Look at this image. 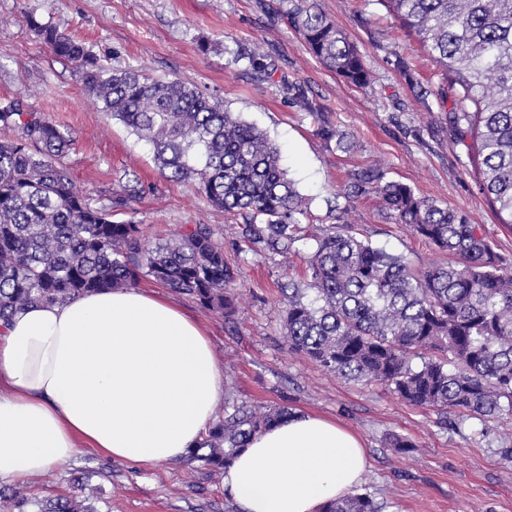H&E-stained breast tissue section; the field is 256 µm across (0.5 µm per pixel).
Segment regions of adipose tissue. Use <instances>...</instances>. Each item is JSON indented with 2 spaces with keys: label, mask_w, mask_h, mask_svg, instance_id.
<instances>
[{
  "label": "adipose tissue",
  "mask_w": 512,
  "mask_h": 512,
  "mask_svg": "<svg viewBox=\"0 0 512 512\" xmlns=\"http://www.w3.org/2000/svg\"><path fill=\"white\" fill-rule=\"evenodd\" d=\"M224 400L203 326L138 286L28 306L0 330V483L69 463L80 447L151 468L183 459ZM369 467L359 436L296 413L224 473L242 512H319Z\"/></svg>",
  "instance_id": "ef3b65f1"
}]
</instances>
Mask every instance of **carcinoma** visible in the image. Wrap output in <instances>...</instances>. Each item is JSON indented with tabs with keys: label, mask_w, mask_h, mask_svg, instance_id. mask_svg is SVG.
I'll use <instances>...</instances> for the list:
<instances>
[{
	"label": "carcinoma",
	"mask_w": 512,
	"mask_h": 512,
	"mask_svg": "<svg viewBox=\"0 0 512 512\" xmlns=\"http://www.w3.org/2000/svg\"><path fill=\"white\" fill-rule=\"evenodd\" d=\"M381 2L450 79L449 122L475 141L481 189L500 223L512 226V0ZM283 16L326 69L356 87L369 83L363 56L324 14L295 4ZM34 29L74 64L103 111L152 145L170 178H192L215 207L244 215L239 235L250 250L288 258L306 206L262 130L194 84L110 70L56 27ZM237 58L255 71L267 68L257 46ZM288 95L301 109L318 111L303 84H289ZM70 146L37 113L0 107V323L31 304L63 303L145 278L231 318L240 270L224 259L219 231L185 224L152 243L143 225L112 221L124 198L110 208L91 206L63 163ZM347 191L375 195L396 223L448 254V262L419 269L347 226L332 227L306 257V287L288 294V350L349 380L380 384L417 407L511 416L512 269L465 213L385 180L379 169L353 174ZM290 416L286 407L226 402L185 461L224 471L252 437ZM0 497L11 500L13 512H100L77 494L39 499L0 490ZM320 512L382 506L368 493H349Z\"/></svg>",
	"instance_id": "obj_1"
}]
</instances>
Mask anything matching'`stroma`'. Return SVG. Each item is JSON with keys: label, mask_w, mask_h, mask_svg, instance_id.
<instances>
[{"label": "stroma", "mask_w": 512, "mask_h": 512, "mask_svg": "<svg viewBox=\"0 0 512 512\" xmlns=\"http://www.w3.org/2000/svg\"><path fill=\"white\" fill-rule=\"evenodd\" d=\"M307 2L358 47L370 73L367 87L326 70L286 21L274 19L288 9L287 0H0V106L16 103L41 114L71 139L64 162L91 205L124 197L113 221L142 224L162 237L182 224L222 229L224 254L241 270L232 322L185 296L177 301L207 327L227 401L284 406L360 435L370 466L359 487L383 503V512H512V429L503 419L409 405L380 386L325 372L284 342L283 288L304 287V258L323 230L351 225L419 267L448 260L395 223L374 196L348 198L357 170L379 167L386 179L463 211L512 265V226L499 223L481 190L473 139L449 131V108L440 99L448 81L416 36L380 0ZM37 22L72 35L109 67L195 84L265 131L307 207L301 219L307 237L289 262L243 250L240 217L214 208L195 180L174 181L161 172L151 146L103 111L71 64L34 30ZM256 42L268 55L262 74L237 57L239 48ZM293 82L308 86L318 114L290 101ZM422 88L430 89L428 99L418 98ZM323 125L336 130V139L319 134ZM393 435L411 442L410 452L388 448ZM104 464L112 477L98 489L102 512H240L224 493L222 474H201L180 462L148 469L109 464L88 448L16 489L39 497L66 493L70 470ZM98 490L89 485L84 493Z\"/></svg>", "instance_id": "1"}]
</instances>
